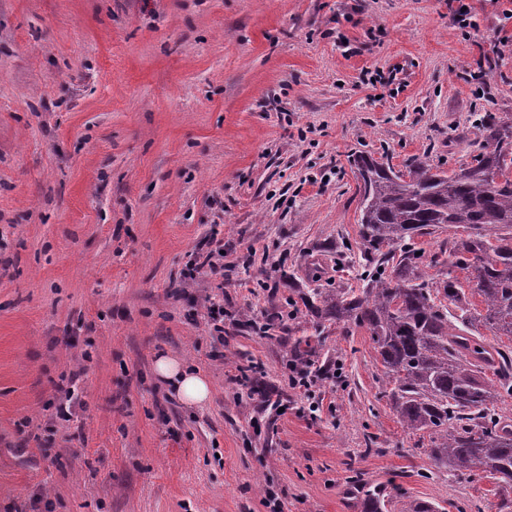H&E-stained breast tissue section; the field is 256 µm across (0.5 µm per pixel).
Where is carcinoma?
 Here are the masks:
<instances>
[{"instance_id": "cac0c4a2", "label": "carcinoma", "mask_w": 512, "mask_h": 512, "mask_svg": "<svg viewBox=\"0 0 512 512\" xmlns=\"http://www.w3.org/2000/svg\"><path fill=\"white\" fill-rule=\"evenodd\" d=\"M353 162L363 180L360 237L373 266L365 287L326 297L312 288L305 306L326 321L366 328L394 383L389 399L400 422L431 431L429 459L456 475L495 480L501 512H512L505 495L512 489V424L496 412L512 395V350L455 331L442 303L455 305L463 326L477 322L512 337V125L487 123L482 152L450 174L420 160L405 173L368 154ZM460 227L467 236L452 238L448 257L429 261L446 269L433 287L412 241ZM458 269L469 273L471 292ZM471 295L483 310L472 311ZM365 501V512H385L388 494L378 487Z\"/></svg>"}]
</instances>
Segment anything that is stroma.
Returning <instances> with one entry per match:
<instances>
[{
    "label": "stroma",
    "instance_id": "35a3bbf8",
    "mask_svg": "<svg viewBox=\"0 0 512 512\" xmlns=\"http://www.w3.org/2000/svg\"><path fill=\"white\" fill-rule=\"evenodd\" d=\"M464 2L465 29L448 0H0V512H361L356 477L499 512L400 422L369 332L300 300L363 285L353 155L449 172L512 124V0ZM217 223L223 274L188 280ZM299 337L337 369L311 400ZM155 372L182 404L199 407L209 399V379L198 369H189L183 361L160 354L155 359Z\"/></svg>",
    "mask_w": 512,
    "mask_h": 512
}]
</instances>
